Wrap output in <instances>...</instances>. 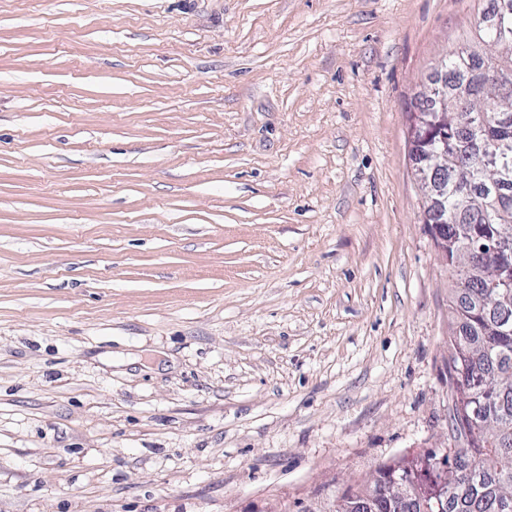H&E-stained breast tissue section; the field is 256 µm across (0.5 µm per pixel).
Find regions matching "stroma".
<instances>
[{
  "instance_id": "stroma-1",
  "label": "stroma",
  "mask_w": 512,
  "mask_h": 512,
  "mask_svg": "<svg viewBox=\"0 0 512 512\" xmlns=\"http://www.w3.org/2000/svg\"><path fill=\"white\" fill-rule=\"evenodd\" d=\"M493 0H0V512H327L454 447L411 115Z\"/></svg>"
}]
</instances>
